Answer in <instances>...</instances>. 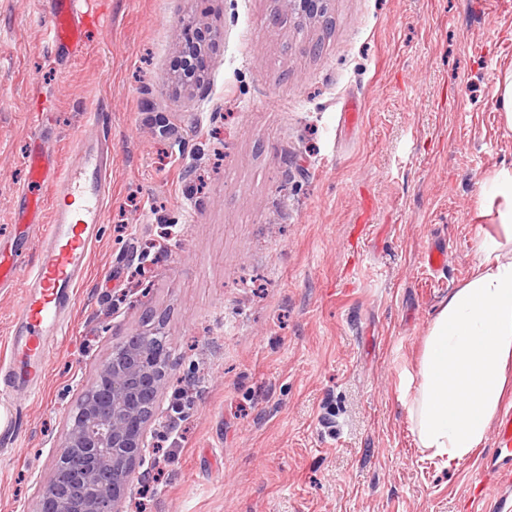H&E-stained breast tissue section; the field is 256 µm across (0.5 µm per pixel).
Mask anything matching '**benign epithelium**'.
Wrapping results in <instances>:
<instances>
[{"label": "benign epithelium", "instance_id": "7a95c632", "mask_svg": "<svg viewBox=\"0 0 512 512\" xmlns=\"http://www.w3.org/2000/svg\"><path fill=\"white\" fill-rule=\"evenodd\" d=\"M300 23L325 17L329 0H281ZM182 65L173 84L185 91L203 83L202 43L208 32L189 22ZM169 368L166 337L156 330L112 345L68 417L52 473L42 482L34 512H122L130 476L143 464L147 428Z\"/></svg>", "mask_w": 512, "mask_h": 512}]
</instances>
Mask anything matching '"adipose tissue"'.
<instances>
[{
  "label": "adipose tissue",
  "instance_id": "adipose-tissue-1",
  "mask_svg": "<svg viewBox=\"0 0 512 512\" xmlns=\"http://www.w3.org/2000/svg\"><path fill=\"white\" fill-rule=\"evenodd\" d=\"M484 196L497 205L499 234L483 241L475 273L434 316L407 404L418 448L445 460L485 441L512 380V167L494 173Z\"/></svg>",
  "mask_w": 512,
  "mask_h": 512
}]
</instances>
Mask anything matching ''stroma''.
Instances as JSON below:
<instances>
[{
  "label": "stroma",
  "instance_id": "1",
  "mask_svg": "<svg viewBox=\"0 0 512 512\" xmlns=\"http://www.w3.org/2000/svg\"><path fill=\"white\" fill-rule=\"evenodd\" d=\"M101 42L59 59L42 0H0V248L14 243L32 125L73 146L103 115L106 219L40 394H0V512H32L67 414L114 341L169 339V385L197 393L152 423L161 470L124 512H462L479 458L417 447L402 384L441 302L495 220L512 166L497 80L512 0H329L302 25L279 0H94ZM209 27L203 85L172 88L176 29ZM319 52H311L312 44ZM448 264L423 262L433 241ZM0 287V360L27 285Z\"/></svg>",
  "mask_w": 512,
  "mask_h": 512
}]
</instances>
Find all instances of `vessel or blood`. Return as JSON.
<instances>
[{"mask_svg":"<svg viewBox=\"0 0 512 512\" xmlns=\"http://www.w3.org/2000/svg\"><path fill=\"white\" fill-rule=\"evenodd\" d=\"M51 48L62 56H80L88 25L85 0H47ZM108 140L79 139L75 162L60 165L32 128L25 158L27 180L17 221L41 230L39 245L20 240L0 253V284L15 270L30 265V288L22 297L9 331L4 371L12 391L37 394L43 383L56 336L77 301L90 252L104 224L108 197ZM496 457L480 467L463 504L464 512H512V409L495 425Z\"/></svg>","mask_w":512,"mask_h":512,"instance_id":"vessel-or-blood-1","label":"vessel or blood"}]
</instances>
